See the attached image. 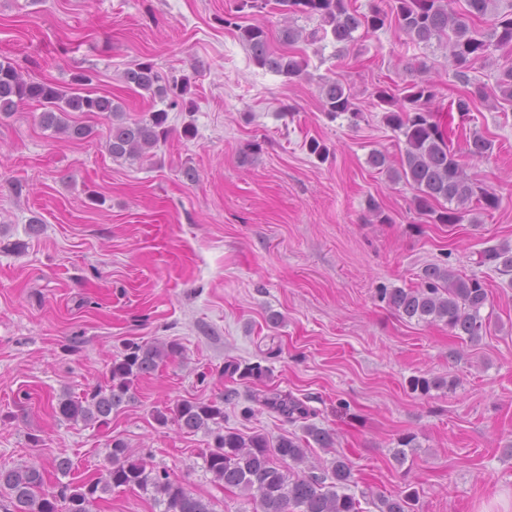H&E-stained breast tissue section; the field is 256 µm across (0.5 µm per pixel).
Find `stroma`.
<instances>
[{
  "label": "stroma",
  "instance_id": "stroma-1",
  "mask_svg": "<svg viewBox=\"0 0 512 512\" xmlns=\"http://www.w3.org/2000/svg\"><path fill=\"white\" fill-rule=\"evenodd\" d=\"M234 7L0 0V60L25 76L67 87L91 72L86 93L135 119L153 101L124 73L148 60L165 80L189 78L194 101L193 111L170 110L166 142L140 160L112 158L103 114L72 113L93 129L84 139L43 128L36 105L0 119V469L35 466L52 486V461L65 457L74 477L96 478L119 438L216 512H252L205 471L208 434L153 419L185 399L222 400L233 360L266 376L231 383L239 397L224 408V428L299 435L301 423L253 396L266 388L306 401L311 423L335 434L333 447L309 449V465L347 457L349 491L366 494V512L408 485L420 512H512V277L479 263L484 249L512 244V104H478L468 119L495 149L467 172L496 191L499 207L425 223L410 186L367 162L379 149L398 167L404 148L371 94L430 78L449 120L464 87L447 47L361 29L346 47L303 45L307 75L291 83L252 64L224 24ZM326 77L365 106L358 125L322 112ZM313 137L330 148L327 161L309 154ZM371 199L388 223L371 221ZM432 263L486 282L490 330L479 343L380 300L379 289L416 287ZM131 340H173L183 354L140 379L109 427L60 419L59 398L106 384ZM420 374L457 385L420 396L408 389ZM408 432L419 448L401 465L393 450Z\"/></svg>",
  "mask_w": 512,
  "mask_h": 512
}]
</instances>
